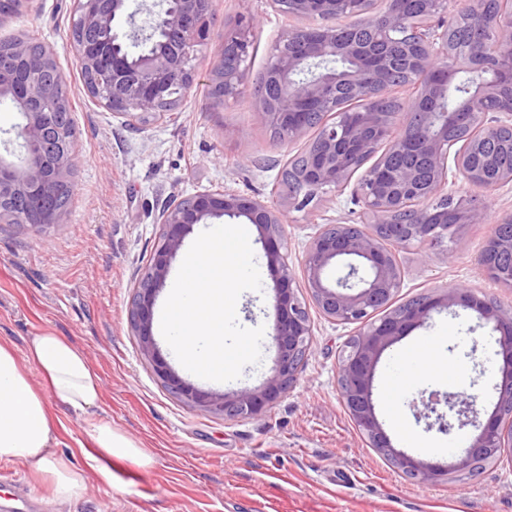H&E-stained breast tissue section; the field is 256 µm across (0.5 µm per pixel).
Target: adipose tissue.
<instances>
[{
	"label": "adipose tissue",
	"mask_w": 512,
	"mask_h": 512,
	"mask_svg": "<svg viewBox=\"0 0 512 512\" xmlns=\"http://www.w3.org/2000/svg\"><path fill=\"white\" fill-rule=\"evenodd\" d=\"M441 341L431 338L401 353L402 363L413 366L412 381L422 371L431 375L448 371ZM42 384L34 386L30 371ZM102 398V383L86 356L73 344L50 331L30 336L24 356L0 343V461L20 463L48 480L55 499L68 501L83 488L79 470L54 451L55 426L47 408L57 400L74 412L90 414ZM97 456L132 458L146 466L151 458L111 422L96 420L89 431Z\"/></svg>",
	"instance_id": "obj_1"
}]
</instances>
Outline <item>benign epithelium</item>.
I'll use <instances>...</instances> for the list:
<instances>
[{"label":"benign epithelium","mask_w":512,"mask_h":512,"mask_svg":"<svg viewBox=\"0 0 512 512\" xmlns=\"http://www.w3.org/2000/svg\"><path fill=\"white\" fill-rule=\"evenodd\" d=\"M283 14L315 23L287 30L275 46L264 82L253 95L269 127L280 140L293 142L313 128L317 135L283 170L284 192L272 200L235 191H198L163 210L157 246L150 264L133 287L129 324L153 372L176 397L226 417L257 416L277 402L296 380L312 336L306 303L282 252L291 211L306 209L325 188L350 191L361 204L360 223L326 224L313 238L302 261L304 285L319 312L339 324H360L338 365L341 400L355 427L408 479L429 485L448 481L454 472H471L484 459L504 453L512 458V311L469 288H443L394 304L402 286L396 251L414 240L433 247L461 241L465 224L484 218L483 196L512 183V142L500 152L485 149L512 130V0L488 13L484 0H270ZM454 4L455 17L467 21L472 42L460 49L448 41L442 14ZM144 25L127 12V0H78L73 41L88 94L113 113L135 118L161 116L170 108L174 87L187 93L194 75L189 48L209 34L211 0H160ZM353 18L351 31L384 33L408 30L410 39H341L337 26L319 19ZM112 29V40L98 38ZM251 47L250 25L224 28L219 62L209 83L215 97L237 99L247 91L244 63ZM355 64L353 71H314L332 59ZM460 73L478 79L462 104L442 107ZM63 80L53 50H31L25 39L0 43V99L9 100L25 120L19 136L26 158L17 165L0 156V223L44 227L59 224L58 194L68 187L74 141L67 126L49 118L46 106L59 102ZM413 94L387 106L394 90ZM363 108L352 111L351 103ZM462 171L473 190L454 198L448 192L449 164ZM360 176H355L356 172ZM243 218L257 227L269 266L278 275L277 321L272 336L277 351L274 373L258 389L216 394L182 379L156 347L152 313L171 260L193 226L209 218ZM512 213L503 214L482 250L488 269L497 258L512 259ZM345 273L331 281L330 267ZM460 307L477 314L498 333L497 398L490 410L478 397L463 394L449 401L435 392L412 404L418 419L434 418L442 433L470 427L466 450L440 465L414 457L393 445L379 421L374 381L384 353L431 315Z\"/></svg>","instance_id":"obj_1"}]
</instances>
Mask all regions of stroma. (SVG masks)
<instances>
[{
	"label": "stroma",
	"mask_w": 512,
	"mask_h": 512,
	"mask_svg": "<svg viewBox=\"0 0 512 512\" xmlns=\"http://www.w3.org/2000/svg\"><path fill=\"white\" fill-rule=\"evenodd\" d=\"M241 17L254 22L245 63L252 83L265 73L283 33L311 23L274 11L268 0H213L209 38L190 53L191 90L164 118L144 121L113 114L86 92L73 49L75 0H28L21 15L0 17V40L29 36L55 51L75 122L73 194L62 223L42 231L0 223V342L20 356L29 336L42 330L75 344L101 378L94 417L110 421L153 458L144 467L113 459L112 479L104 481L88 457L91 419L53 400L55 451L81 471V494L57 501L48 483L18 463L0 462V473L19 478L46 503L45 512H512V458L422 485L370 447L337 387L338 361L359 327L330 321L315 304L307 306L312 336L305 363L287 392L258 416L227 419L188 404L164 387L142 354L129 325L130 296L159 238L161 208L208 189L269 198L288 159L305 145L274 139L251 95L214 105L208 73L225 25ZM486 202V220L466 225L454 252L417 243L398 250L403 286L396 302L463 285L512 309V288L478 262L497 215L512 212V184L490 191ZM359 211L350 194L329 190L311 211L290 212L285 234L294 273H301L321 225L356 222ZM254 256L261 288L240 295L236 316L243 327L269 331L276 320L275 275L262 246ZM411 336L441 337L443 357L459 376L387 401L399 353L391 347L374 381L376 412L384 427L397 417L423 439L414 455L444 462L448 434L416 419L411 404L424 389L475 394L493 406L496 344L468 310L433 315ZM155 340L181 377L217 393L260 387L275 365L270 347L238 379L205 380L183 369L163 335Z\"/></svg>",
	"instance_id": "stroma-1"
}]
</instances>
